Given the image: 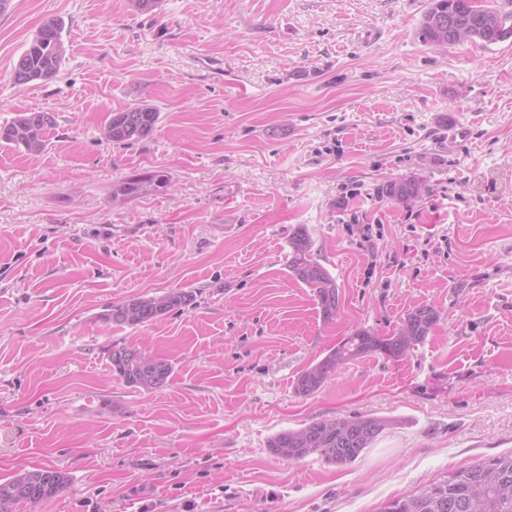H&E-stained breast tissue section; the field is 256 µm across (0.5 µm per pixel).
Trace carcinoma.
<instances>
[{
	"label": "carcinoma",
	"instance_id": "obj_1",
	"mask_svg": "<svg viewBox=\"0 0 512 512\" xmlns=\"http://www.w3.org/2000/svg\"><path fill=\"white\" fill-rule=\"evenodd\" d=\"M468 10L467 0H429L417 29V38L432 47L442 40L453 46L464 38L453 31L458 26L468 29L471 41L485 45L512 38V10L503 11L490 5ZM63 23L46 19L18 58L13 69V82L27 85L47 82L59 73L67 49L63 40ZM160 112L147 103L135 104L112 113L102 128L107 141L125 143L148 138L156 129ZM55 123L48 112H26L0 126V141L38 154L46 146V131ZM167 177L160 171L126 176L112 185V201L135 198L154 188H163ZM422 183L404 178L386 186L387 196L408 203L419 197ZM288 268L311 288L323 321L329 323L338 315L339 289L329 270L313 257V240L307 229L297 227L288 239ZM194 296L182 290H171L160 296H136L111 305L99 315L105 324H150L175 308L191 304ZM432 306L417 307L406 314L391 336H378L369 329H358L343 338L315 365L297 377L295 391L300 396L315 394L327 380L348 363L381 355L400 360L422 344L439 320ZM112 372L132 388L147 392L162 389L173 372L172 363L147 355L133 346L114 345L108 355ZM391 424L387 418L358 415L328 420L314 419L298 429H286L273 435L268 448L277 457L298 460L317 454L325 462L345 466L377 440ZM69 485L66 473L53 468H39L0 482V512H17L21 504H37L52 499ZM379 512H512V453L493 457L427 484L413 495L386 501Z\"/></svg>",
	"mask_w": 512,
	"mask_h": 512
}]
</instances>
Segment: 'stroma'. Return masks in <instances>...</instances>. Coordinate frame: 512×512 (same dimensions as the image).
I'll use <instances>...</instances> for the list:
<instances>
[{"label":"stroma","instance_id":"1","mask_svg":"<svg viewBox=\"0 0 512 512\" xmlns=\"http://www.w3.org/2000/svg\"><path fill=\"white\" fill-rule=\"evenodd\" d=\"M428 0H12L0 14V124L55 118L29 155L0 143V480L51 467L69 488L22 512H378L512 452V40L439 51ZM68 46L50 82L12 72L46 18ZM147 102L149 138L101 136ZM164 170L121 204L112 185ZM424 184L404 204L385 186ZM305 226L335 278L323 322L288 268ZM146 326L111 303L173 289ZM440 318L407 358L297 376L367 328ZM169 359L129 388L108 350ZM393 419L352 464L286 461L268 441L311 419ZM193 299L191 292L182 290H171L160 296L131 297L112 304L99 315V319L105 324H151L175 308L189 306Z\"/></svg>","mask_w":512,"mask_h":512}]
</instances>
